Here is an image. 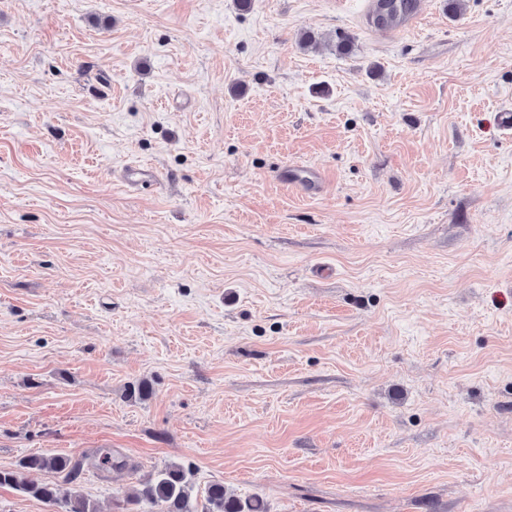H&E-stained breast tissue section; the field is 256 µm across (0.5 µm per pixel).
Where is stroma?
I'll list each match as a JSON object with an SVG mask.
<instances>
[{"instance_id":"1","label":"stroma","mask_w":512,"mask_h":512,"mask_svg":"<svg viewBox=\"0 0 512 512\" xmlns=\"http://www.w3.org/2000/svg\"><path fill=\"white\" fill-rule=\"evenodd\" d=\"M364 9L0 0V468L112 450L98 512L171 464L262 512H512V0ZM285 184L295 187L307 196H319L324 189L325 176L319 167H284L278 176Z\"/></svg>"}]
</instances>
